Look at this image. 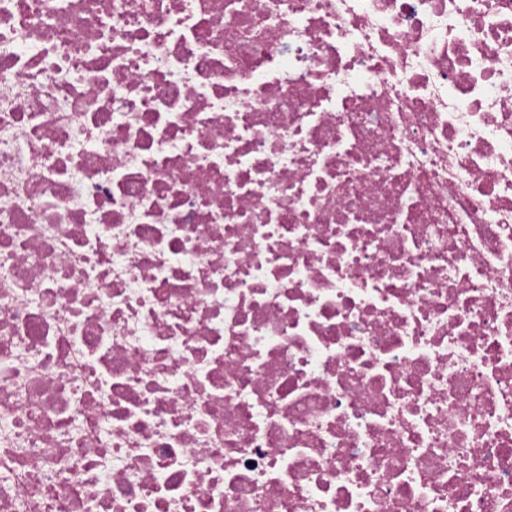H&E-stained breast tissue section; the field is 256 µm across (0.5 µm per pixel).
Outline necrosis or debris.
<instances>
[{"instance_id":"necrosis-or-debris-1","label":"necrosis or debris","mask_w":512,"mask_h":512,"mask_svg":"<svg viewBox=\"0 0 512 512\" xmlns=\"http://www.w3.org/2000/svg\"><path fill=\"white\" fill-rule=\"evenodd\" d=\"M0 512H512V0H0Z\"/></svg>"}]
</instances>
